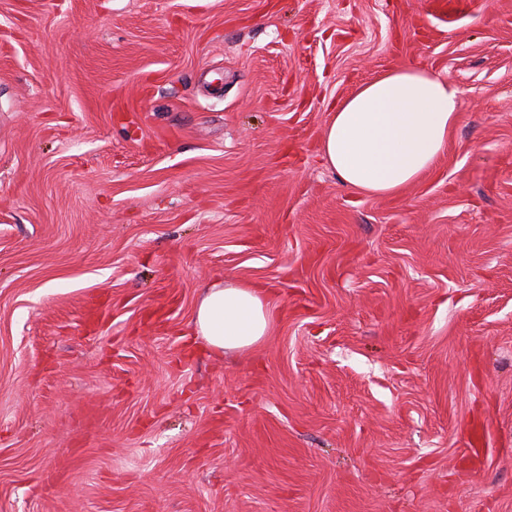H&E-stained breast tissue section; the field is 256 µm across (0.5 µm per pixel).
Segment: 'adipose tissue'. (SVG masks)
<instances>
[{"instance_id": "obj_1", "label": "adipose tissue", "mask_w": 512, "mask_h": 512, "mask_svg": "<svg viewBox=\"0 0 512 512\" xmlns=\"http://www.w3.org/2000/svg\"><path fill=\"white\" fill-rule=\"evenodd\" d=\"M458 106V88L433 69L387 70L331 108L320 154L353 192L399 196L447 151ZM274 322L266 291L221 282L205 288L193 318L196 334L219 355L261 344Z\"/></svg>"}]
</instances>
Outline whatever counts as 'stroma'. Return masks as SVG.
Returning <instances> with one entry per match:
<instances>
[{"label":"stroma","instance_id":"35a3bbf8","mask_svg":"<svg viewBox=\"0 0 512 512\" xmlns=\"http://www.w3.org/2000/svg\"><path fill=\"white\" fill-rule=\"evenodd\" d=\"M408 64L448 151L352 193L329 106ZM0 512H512V0H0ZM274 322L273 304L266 291L224 282L205 288L193 318L196 336L218 355L261 344Z\"/></svg>","mask_w":512,"mask_h":512}]
</instances>
